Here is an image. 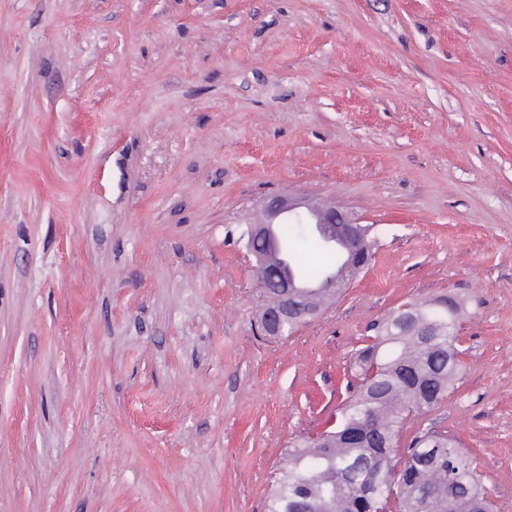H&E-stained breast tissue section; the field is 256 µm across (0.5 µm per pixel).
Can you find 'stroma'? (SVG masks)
<instances>
[{
  "instance_id": "obj_1",
  "label": "stroma",
  "mask_w": 512,
  "mask_h": 512,
  "mask_svg": "<svg viewBox=\"0 0 512 512\" xmlns=\"http://www.w3.org/2000/svg\"><path fill=\"white\" fill-rule=\"evenodd\" d=\"M276 193L377 245L270 338ZM447 294L463 368L399 441L512 512V0H0V512H263L370 325Z\"/></svg>"
}]
</instances>
